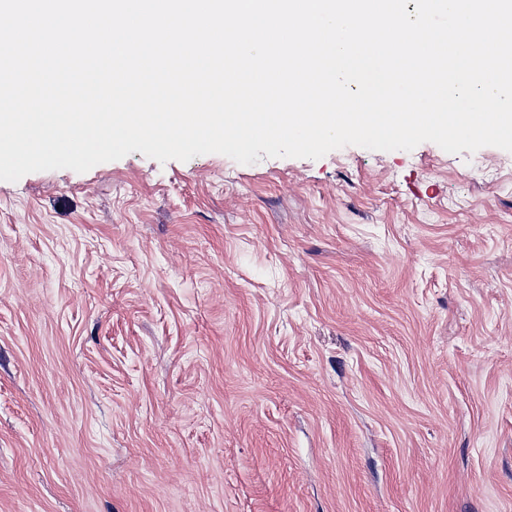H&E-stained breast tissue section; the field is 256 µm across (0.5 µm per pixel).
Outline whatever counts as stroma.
<instances>
[{
    "mask_svg": "<svg viewBox=\"0 0 512 512\" xmlns=\"http://www.w3.org/2000/svg\"><path fill=\"white\" fill-rule=\"evenodd\" d=\"M0 512H512V152L0 181Z\"/></svg>",
    "mask_w": 512,
    "mask_h": 512,
    "instance_id": "35a3bbf8",
    "label": "stroma"
}]
</instances>
